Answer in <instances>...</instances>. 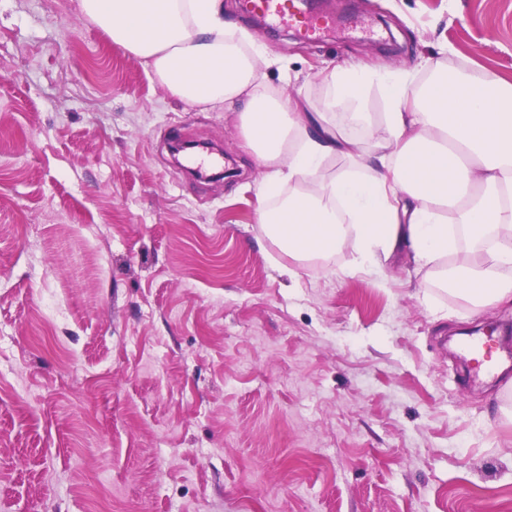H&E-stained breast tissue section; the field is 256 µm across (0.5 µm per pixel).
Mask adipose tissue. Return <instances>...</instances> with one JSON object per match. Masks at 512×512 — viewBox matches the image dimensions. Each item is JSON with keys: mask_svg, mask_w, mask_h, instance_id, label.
I'll list each match as a JSON object with an SVG mask.
<instances>
[{"mask_svg": "<svg viewBox=\"0 0 512 512\" xmlns=\"http://www.w3.org/2000/svg\"><path fill=\"white\" fill-rule=\"evenodd\" d=\"M79 9L185 104L243 102L244 138L268 169L258 197L289 187L257 222L295 260L351 240L377 266L411 252L472 305L512 301V82L463 68H433L421 84L410 72L386 75L391 136L371 130L360 140L338 131L329 113L360 98L366 68L331 73L326 111L303 112L260 87L258 53L247 32L225 24L223 0H79ZM335 157L348 174L320 181L322 162ZM446 210L458 233L442 221ZM462 233L468 255L448 263Z\"/></svg>", "mask_w": 512, "mask_h": 512, "instance_id": "adipose-tissue-1", "label": "adipose tissue"}]
</instances>
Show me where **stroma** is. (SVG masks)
I'll return each mask as SVG.
<instances>
[{"mask_svg":"<svg viewBox=\"0 0 512 512\" xmlns=\"http://www.w3.org/2000/svg\"><path fill=\"white\" fill-rule=\"evenodd\" d=\"M319 11L383 34L309 44L224 0L305 111L354 63L512 81V0ZM342 109L385 136L378 80ZM264 174L237 110L172 97L78 0H0V512H512L508 356L483 381L453 342L512 304L352 242L295 265L256 222Z\"/></svg>","mask_w":512,"mask_h":512,"instance_id":"stroma-1","label":"stroma"}]
</instances>
